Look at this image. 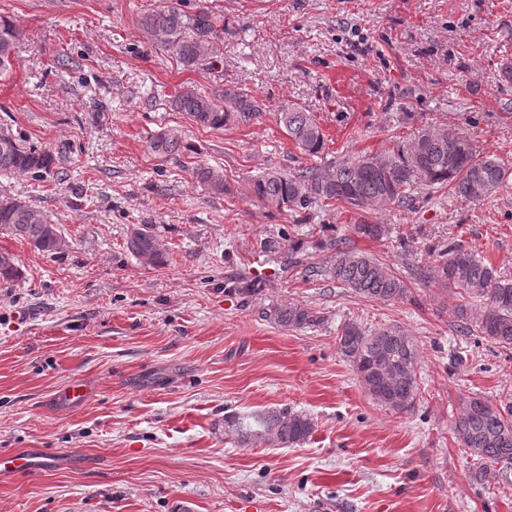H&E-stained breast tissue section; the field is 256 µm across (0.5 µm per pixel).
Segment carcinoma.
<instances>
[{"mask_svg":"<svg viewBox=\"0 0 512 512\" xmlns=\"http://www.w3.org/2000/svg\"><path fill=\"white\" fill-rule=\"evenodd\" d=\"M140 24L183 67L192 70L210 68L215 43L224 31L212 12L201 5L192 12L177 6L155 10L143 16ZM20 35L13 20L0 17V76L10 70ZM168 104L194 124L210 129H221L232 122L247 123L261 111L248 89L238 85L211 91L183 86L169 97ZM277 121L306 155L314 157L323 152L325 134L311 113L290 108L277 113ZM150 148L174 159L190 150L173 130L157 133ZM55 164L53 152L0 134V173L42 177L51 173ZM193 175L212 195L231 192L224 172L218 168L198 165ZM506 175L499 159L478 156L466 138L427 126L409 143L389 151L302 167L291 173L268 171L249 181L247 189L278 209L302 212L312 206L350 205L365 212L386 203L407 206L413 202L412 192L424 187H447L464 201L480 202L502 186ZM352 230L373 240L388 234L384 224L364 222L352 225ZM0 233L25 240L49 255L61 252L65 245L50 216L18 199L0 200ZM317 246L332 252L330 265L320 271L310 267V275L322 273L353 293L380 302L411 298L407 281L355 249L348 239L330 237ZM127 248L147 264H166L152 224L133 227ZM413 276L424 284H438L459 293L461 304L456 314L462 330H475L500 347L512 349V279L502 276L489 260L450 245L437 253L433 264L415 267ZM20 277L14 258L0 252V280L11 283ZM262 315L275 325L298 330L317 327L324 320L320 312L302 304H268ZM338 345L374 401L397 412L413 409L419 391L415 371L418 353L409 336L396 328L369 329L352 320L341 326ZM225 428L242 446L268 442L293 447L311 436L314 422L308 415L284 406L229 417ZM454 433L476 460L474 480H485L494 469L502 474L512 468L511 403L497 405L481 395L469 398L463 402Z\"/></svg>","mask_w":512,"mask_h":512,"instance_id":"1","label":"carcinoma"}]
</instances>
